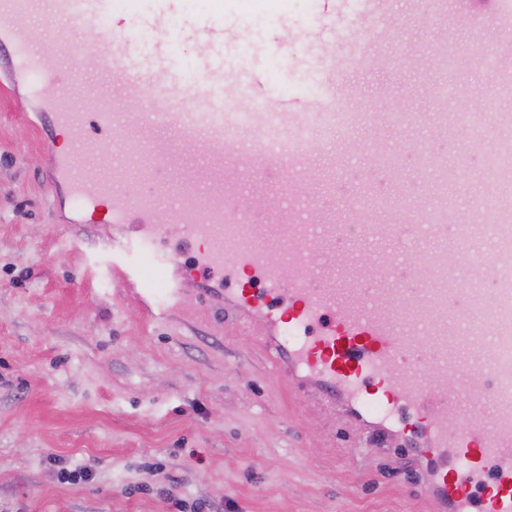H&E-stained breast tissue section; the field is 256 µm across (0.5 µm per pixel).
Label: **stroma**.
<instances>
[{
    "label": "stroma",
    "instance_id": "1",
    "mask_svg": "<svg viewBox=\"0 0 512 512\" xmlns=\"http://www.w3.org/2000/svg\"><path fill=\"white\" fill-rule=\"evenodd\" d=\"M326 14L322 0H226L227 67L237 74L229 95L253 103L254 76L272 104L305 94L328 70L333 90L360 109L398 101L423 113L400 133L360 129L354 153L335 161L343 190L370 180L408 198L407 212L375 214L376 223L428 217L415 173L390 181L367 155L379 142L450 154L464 146V132L440 133L430 93L447 81L429 62L447 37L467 59L459 106L482 112L512 99L490 60L499 18L474 31L408 0L365 62L345 68L346 43L326 57L313 45ZM33 109L0 73V512H174L167 488L204 512L230 500L236 512H434L421 489L435 460L374 448L341 411L295 391L256 327L212 314L194 295L163 317L123 291L103 223L78 222L47 181ZM76 463L94 479L60 482Z\"/></svg>",
    "mask_w": 512,
    "mask_h": 512
}]
</instances>
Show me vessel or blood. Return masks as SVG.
I'll return each mask as SVG.
<instances>
[{
  "label": "vessel or blood",
  "mask_w": 512,
  "mask_h": 512,
  "mask_svg": "<svg viewBox=\"0 0 512 512\" xmlns=\"http://www.w3.org/2000/svg\"><path fill=\"white\" fill-rule=\"evenodd\" d=\"M142 2L148 11L143 22L119 18L115 0H0V49L31 94L39 92L48 59L59 60L56 76L66 83L72 80L67 59L80 60L89 72L80 86L84 111H71L67 101L56 100L36 119L48 132L55 181L65 187L73 209L83 217L102 215L119 231L112 244L115 278L148 310L160 296L168 309H176L195 290L219 315L260 324L262 344L278 372L368 427L377 445L393 436L398 405L412 407L418 420L409 433L426 437L414 451L440 460L423 488L425 497L441 512H512V224L497 225L496 241L486 252L474 249L464 210L448 226L353 225L356 239L397 241V261L380 279L362 276L354 265L340 274L328 260H315V253L341 234L338 225L306 220L307 209L317 204L309 187L314 182L337 186V174L314 164L313 150L269 147L265 113L251 114L248 131L225 132L223 0H211L212 10L187 27L175 22L181 0ZM40 3L48 34L36 41L29 32ZM349 5L356 16L380 20L400 7L399 0H349ZM458 8L472 26L499 12L497 0H460ZM71 27L106 34L102 51L70 39ZM184 38L199 47V63L188 75L171 51ZM139 52L153 58L152 70L140 68ZM193 88L207 100L199 112L184 106ZM122 90L143 97L148 111H116L112 95ZM308 109L306 100L280 99L283 134L304 125ZM418 119L415 112H356L350 125L378 121L400 128ZM142 123L172 136L145 142L125 138V131ZM469 123L472 142L457 150L455 159L421 150L411 162L400 146L369 161L392 177L409 165L440 184L458 170L475 169L483 184L478 200L492 204L501 190L499 170L512 165V147L503 152L495 146L482 154L476 144L484 127L512 126V114L474 112ZM109 129L125 138L120 157H97L91 166L79 167L75 155L89 131ZM60 135L67 148L57 147ZM219 142L236 147V161L210 151V144ZM194 146L209 150L204 168L183 164ZM269 172L282 187L278 223L225 221V185L257 194ZM143 179L152 182L149 193L128 196L115 190L119 183ZM162 200L173 206L171 221L148 223ZM173 235L196 246L195 265L160 251L161 242ZM446 235L452 248L431 252L417 245ZM274 251L287 253V268L269 262ZM148 256L162 270L161 284L145 276ZM257 279L266 283V295L253 288ZM276 295L286 296L287 304H274ZM452 377L461 380L464 396L491 398V411L460 417L457 402L445 391Z\"/></svg>",
  "instance_id": "b4317fda"
}]
</instances>
